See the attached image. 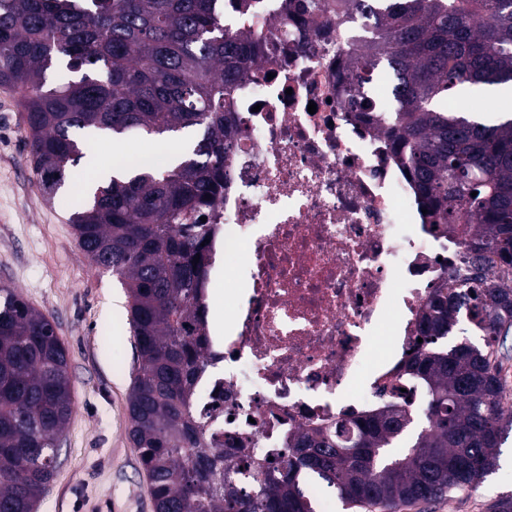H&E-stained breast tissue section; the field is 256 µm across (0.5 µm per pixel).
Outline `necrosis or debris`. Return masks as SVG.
Here are the masks:
<instances>
[{
	"label": "necrosis or debris",
	"instance_id": "1",
	"mask_svg": "<svg viewBox=\"0 0 512 512\" xmlns=\"http://www.w3.org/2000/svg\"><path fill=\"white\" fill-rule=\"evenodd\" d=\"M280 0L233 9L228 30L263 36L224 100L235 119L210 266L244 274L224 291L231 336L210 338L194 404L225 461L292 460L303 433L371 413L401 388L430 299L467 272L465 247L424 202L360 99L386 109L375 80L354 86L356 44L323 0L317 21L279 18ZM316 112H309V104Z\"/></svg>",
	"mask_w": 512,
	"mask_h": 512
}]
</instances>
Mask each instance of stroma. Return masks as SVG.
<instances>
[{
  "mask_svg": "<svg viewBox=\"0 0 512 512\" xmlns=\"http://www.w3.org/2000/svg\"><path fill=\"white\" fill-rule=\"evenodd\" d=\"M79 194L46 200L30 164L14 91L0 87V285L15 288L54 324L69 353L75 410L55 477L38 512H154L149 481L128 436L135 373L127 298L111 272L82 254L69 221ZM512 498V432L478 488L401 512H492Z\"/></svg>",
  "mask_w": 512,
  "mask_h": 512,
  "instance_id": "1",
  "label": "stroma"
}]
</instances>
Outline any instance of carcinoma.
I'll use <instances>...</instances> for the list:
<instances>
[{
	"label": "carcinoma",
	"instance_id": "1",
	"mask_svg": "<svg viewBox=\"0 0 512 512\" xmlns=\"http://www.w3.org/2000/svg\"><path fill=\"white\" fill-rule=\"evenodd\" d=\"M351 10L372 23L351 81L380 67L390 76L392 108L372 119L437 222L463 225L468 262L491 257L500 276L463 278L430 301L423 342L403 363L423 395L416 412L385 406L351 429L301 434L288 469L258 462L262 477L245 490L196 413L193 380L208 338L202 242L216 229L200 217L224 189V91L247 74L257 40L226 33L224 0H0V85L19 95L48 198L83 158L81 132L166 141L202 131L181 162L103 179L71 214L83 255L129 298L128 434L155 512H315L312 484L348 509L394 512L477 488L512 428L500 377V339L512 335V98L448 109L463 89L512 87V0H336V22ZM61 62L80 77L47 86ZM461 319L482 342L448 343ZM68 364L47 316L1 286L0 512H36L51 485L74 410Z\"/></svg>",
	"mask_w": 512,
	"mask_h": 512
}]
</instances>
